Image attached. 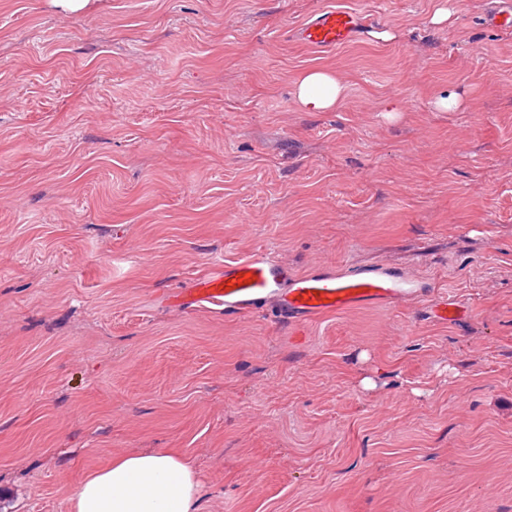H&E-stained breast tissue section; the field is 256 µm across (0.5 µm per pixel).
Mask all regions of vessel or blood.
Segmentation results:
<instances>
[{"mask_svg":"<svg viewBox=\"0 0 512 512\" xmlns=\"http://www.w3.org/2000/svg\"><path fill=\"white\" fill-rule=\"evenodd\" d=\"M356 17L343 9L322 10L298 31L303 44L336 48L347 43ZM413 276L382 265L342 274L322 271L295 276L271 252L260 249L235 261H216L213 269L181 288L177 297L189 308L222 307L241 313L258 311L269 300L279 301L288 319L304 324L328 314L381 306L420 295Z\"/></svg>","mask_w":512,"mask_h":512,"instance_id":"1","label":"vessel or blood"}]
</instances>
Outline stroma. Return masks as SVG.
I'll list each match as a JSON object with an SVG mask.
<instances>
[{
	"label": "stroma",
	"mask_w": 512,
	"mask_h": 512,
	"mask_svg": "<svg viewBox=\"0 0 512 512\" xmlns=\"http://www.w3.org/2000/svg\"><path fill=\"white\" fill-rule=\"evenodd\" d=\"M499 3L0 0V512H70L144 450L193 462L201 512H512ZM327 7L354 39L298 41ZM311 67L345 78L339 109H301ZM257 249L425 288L296 326L173 302ZM442 297L468 317L434 320Z\"/></svg>",
	"instance_id": "obj_1"
}]
</instances>
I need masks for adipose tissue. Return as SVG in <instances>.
<instances>
[{
  "label": "adipose tissue",
  "mask_w": 512,
  "mask_h": 512,
  "mask_svg": "<svg viewBox=\"0 0 512 512\" xmlns=\"http://www.w3.org/2000/svg\"><path fill=\"white\" fill-rule=\"evenodd\" d=\"M346 91L341 75L318 69L301 74L294 87L299 104L308 112L339 107ZM70 501L72 512H200V481L182 455L132 452L88 475Z\"/></svg>",
  "instance_id": "ef3b65f1"
}]
</instances>
